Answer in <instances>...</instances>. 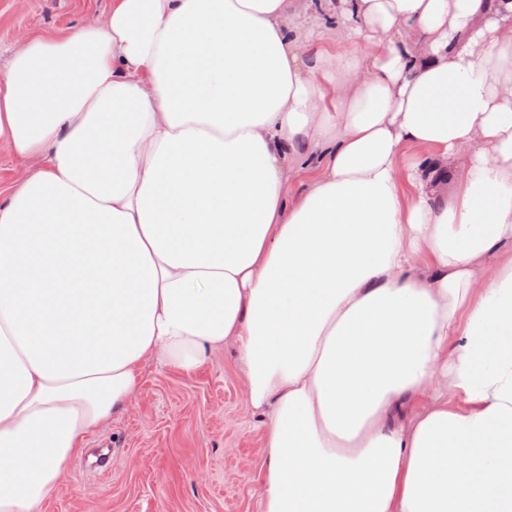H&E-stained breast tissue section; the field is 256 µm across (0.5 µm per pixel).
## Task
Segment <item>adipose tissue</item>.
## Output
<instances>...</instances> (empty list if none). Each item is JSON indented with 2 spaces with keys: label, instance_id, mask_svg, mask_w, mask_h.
Listing matches in <instances>:
<instances>
[{
  "label": "adipose tissue",
  "instance_id": "adipose-tissue-1",
  "mask_svg": "<svg viewBox=\"0 0 512 512\" xmlns=\"http://www.w3.org/2000/svg\"><path fill=\"white\" fill-rule=\"evenodd\" d=\"M0 146V512L225 346L262 512H512V0H112ZM24 174V166L12 159L4 149L0 150V183L2 186L16 183Z\"/></svg>",
  "mask_w": 512,
  "mask_h": 512
}]
</instances>
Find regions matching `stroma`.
Listing matches in <instances>:
<instances>
[{"instance_id": "obj_1", "label": "stroma", "mask_w": 512, "mask_h": 512, "mask_svg": "<svg viewBox=\"0 0 512 512\" xmlns=\"http://www.w3.org/2000/svg\"><path fill=\"white\" fill-rule=\"evenodd\" d=\"M112 0H0V71L20 32L53 35L105 18ZM140 405L113 415L87 443H112L101 477L73 458L42 512H261L263 427L243 407L233 349L186 374L152 364Z\"/></svg>"}]
</instances>
